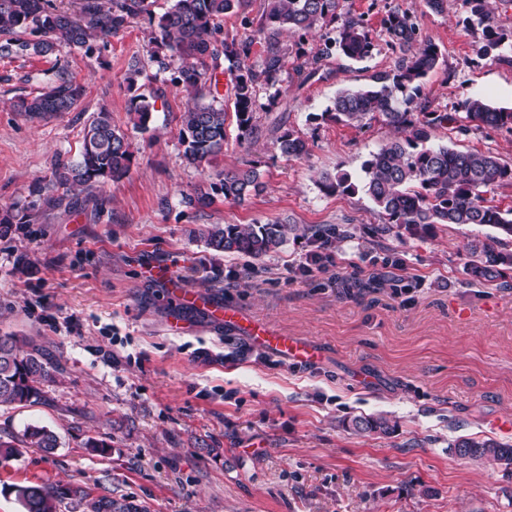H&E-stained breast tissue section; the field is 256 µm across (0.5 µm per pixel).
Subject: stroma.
<instances>
[{
  "instance_id": "1",
  "label": "stroma",
  "mask_w": 512,
  "mask_h": 512,
  "mask_svg": "<svg viewBox=\"0 0 512 512\" xmlns=\"http://www.w3.org/2000/svg\"><path fill=\"white\" fill-rule=\"evenodd\" d=\"M97 47L0 57V211L27 221L0 237V336H16L56 360L47 401L0 406V431L45 425L58 437L47 454L24 448L0 458V512H23L14 489L40 484L80 488L57 512H86L85 500L110 497L144 512H512V471L455 455L459 436L512 444V271L497 285L472 283L467 242L480 229L439 225L423 238H378L381 218L363 191L324 194L322 173L344 170L361 182L362 163L394 139L374 121L362 128L326 119L338 89L393 70L383 19L396 8L416 16L440 50L417 99L430 111L462 113L466 98L512 108V0L492 19L504 35L499 57H482L484 29L467 24L463 0L442 13L425 0H346L363 15L372 57L334 56L280 95L258 87L256 129L238 140L227 120L224 151L195 166L178 135L197 99L175 86L152 56L156 21L173 0H151ZM264 0L225 15L223 36L238 39L262 23ZM257 39L250 64L260 65ZM141 61L135 84L129 63ZM82 85L77 108L32 119L12 101L44 92L59 77ZM155 97L147 128L128 115L133 94ZM131 142L135 159L118 181L89 190L54 186L59 163L75 159L85 127L100 110ZM292 130L307 144L300 158L276 139ZM435 142L496 154L512 164L507 130ZM256 167L262 190L246 202L187 206L184 195L219 172ZM51 186L50 207L32 195ZM306 224L332 229L334 272L294 275L311 236L289 239L261 259L224 254L196 239L207 224ZM404 260L405 271L394 268ZM173 265L187 287L236 305L291 336L317 342L322 358L292 364L209 316L184 310L145 269ZM386 413L388 436H356L341 422ZM106 453L85 448L87 438Z\"/></svg>"
}]
</instances>
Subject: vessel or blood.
<instances>
[{
    "instance_id": "1",
    "label": "vessel or blood",
    "mask_w": 512,
    "mask_h": 512,
    "mask_svg": "<svg viewBox=\"0 0 512 512\" xmlns=\"http://www.w3.org/2000/svg\"><path fill=\"white\" fill-rule=\"evenodd\" d=\"M154 274L164 280L171 297L179 305L203 311L213 321L248 335L259 346L292 361L306 363L317 358L318 350L309 340L284 334L247 317L234 305L198 295L194 290L184 287L178 276L166 267L156 266Z\"/></svg>"
}]
</instances>
